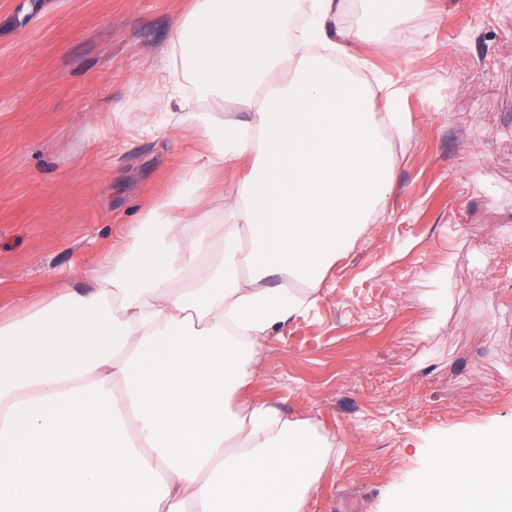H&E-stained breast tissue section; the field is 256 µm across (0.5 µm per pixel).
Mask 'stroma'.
Instances as JSON below:
<instances>
[{
    "instance_id": "stroma-1",
    "label": "stroma",
    "mask_w": 512,
    "mask_h": 512,
    "mask_svg": "<svg viewBox=\"0 0 512 512\" xmlns=\"http://www.w3.org/2000/svg\"><path fill=\"white\" fill-rule=\"evenodd\" d=\"M196 0H0V322L108 276L126 225L205 140L189 112L251 126L183 70ZM376 32L345 0L336 41L386 119L390 194L298 313L270 328L232 410L308 422L330 450L302 512H393L437 445L512 429V259L476 230L512 225V0H408ZM173 96L171 113L161 110Z\"/></svg>"
}]
</instances>
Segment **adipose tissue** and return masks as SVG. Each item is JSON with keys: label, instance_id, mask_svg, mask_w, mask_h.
Returning a JSON list of instances; mask_svg holds the SVG:
<instances>
[{"label": "adipose tissue", "instance_id": "adipose-tissue-1", "mask_svg": "<svg viewBox=\"0 0 512 512\" xmlns=\"http://www.w3.org/2000/svg\"><path fill=\"white\" fill-rule=\"evenodd\" d=\"M292 48L283 32L298 0H198L180 28V61L206 90L240 102L238 124L188 113L206 141L110 254L112 274L0 324V425L12 404L101 382L137 452L169 494L158 512H300L326 457L303 422L257 402L228 403L258 339L295 314L290 276L318 282L362 224L384 207L393 157L369 95L329 58L335 0H308ZM289 81H276L285 60ZM250 158L228 225L197 218L213 176ZM397 512H512V430L436 448Z\"/></svg>", "mask_w": 512, "mask_h": 512}]
</instances>
